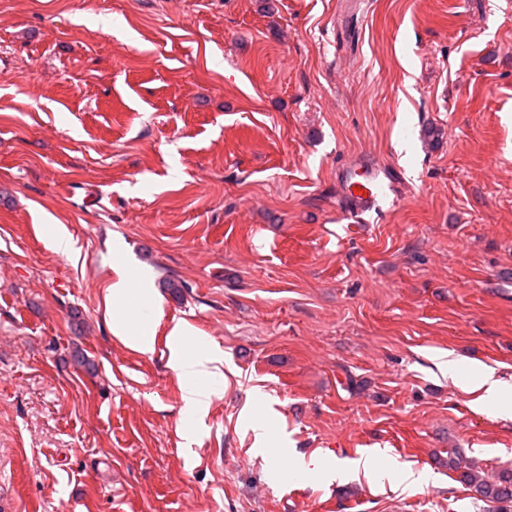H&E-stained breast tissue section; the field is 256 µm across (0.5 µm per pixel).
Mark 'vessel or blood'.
Instances as JSON below:
<instances>
[{
    "mask_svg": "<svg viewBox=\"0 0 512 512\" xmlns=\"http://www.w3.org/2000/svg\"><path fill=\"white\" fill-rule=\"evenodd\" d=\"M397 184L395 168L361 160L342 175V187L354 215L371 211L393 192Z\"/></svg>",
    "mask_w": 512,
    "mask_h": 512,
    "instance_id": "obj_1",
    "label": "vessel or blood"
}]
</instances>
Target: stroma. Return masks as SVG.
Listing matches in <instances>:
<instances>
[{"label": "stroma", "instance_id": "stroma-1", "mask_svg": "<svg viewBox=\"0 0 512 512\" xmlns=\"http://www.w3.org/2000/svg\"><path fill=\"white\" fill-rule=\"evenodd\" d=\"M362 156L399 175L358 220ZM178 320L223 356L196 425ZM440 352L512 376V0H0V512H480L448 451L512 461V419ZM376 448L433 482L295 472ZM117 276L107 295L112 301L111 333L136 351L150 352L155 326L162 316L161 302L150 288H142L130 272L118 270Z\"/></svg>", "mask_w": 512, "mask_h": 512}]
</instances>
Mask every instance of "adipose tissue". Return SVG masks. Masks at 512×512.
Segmentation results:
<instances>
[{
  "label": "adipose tissue",
  "mask_w": 512,
  "mask_h": 512,
  "mask_svg": "<svg viewBox=\"0 0 512 512\" xmlns=\"http://www.w3.org/2000/svg\"><path fill=\"white\" fill-rule=\"evenodd\" d=\"M108 296L112 301L109 322L113 337L126 346L147 353L152 351L155 327L162 316L160 301L150 289L141 287L136 277L119 271L110 285ZM190 329L183 322L173 323L166 336L169 363L182 381V412L191 419H203L211 405L215 390L213 383L220 376L222 356L205 346H191ZM454 383H467L478 394L475 406L492 405L498 416L512 418V382L499 377L495 369L484 366L472 378L461 375L458 360H440Z\"/></svg>",
  "instance_id": "adipose-tissue-1"
}]
</instances>
